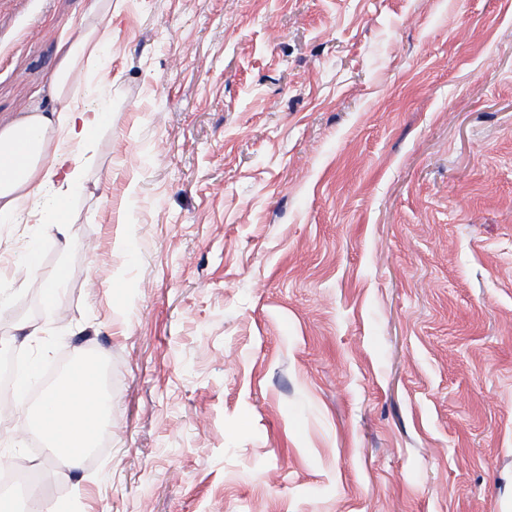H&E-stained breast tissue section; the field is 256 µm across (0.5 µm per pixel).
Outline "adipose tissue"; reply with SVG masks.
<instances>
[{"label":"adipose tissue","instance_id":"adipose-tissue-1","mask_svg":"<svg viewBox=\"0 0 512 512\" xmlns=\"http://www.w3.org/2000/svg\"><path fill=\"white\" fill-rule=\"evenodd\" d=\"M112 20V0H92L75 23L76 35L66 42L50 92L59 107L30 112L0 126V223H16L19 214L46 186L58 198L46 221L56 235L66 236L70 217L67 194L84 184L85 171L75 164L72 144H88L107 120L105 109L90 110L76 102L74 75L97 61L105 27ZM108 399L98 369L60 385L44 401V426L52 448L67 467H77L81 448L92 446L107 420Z\"/></svg>","mask_w":512,"mask_h":512}]
</instances>
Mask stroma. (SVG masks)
<instances>
[{
    "label": "stroma",
    "mask_w": 512,
    "mask_h": 512,
    "mask_svg": "<svg viewBox=\"0 0 512 512\" xmlns=\"http://www.w3.org/2000/svg\"><path fill=\"white\" fill-rule=\"evenodd\" d=\"M88 3L0 0V125ZM73 86L112 121L67 248L0 229V353L94 358L110 441L63 467L20 399L0 466L54 512H512V0H112Z\"/></svg>",
    "instance_id": "35a3bbf8"
}]
</instances>
